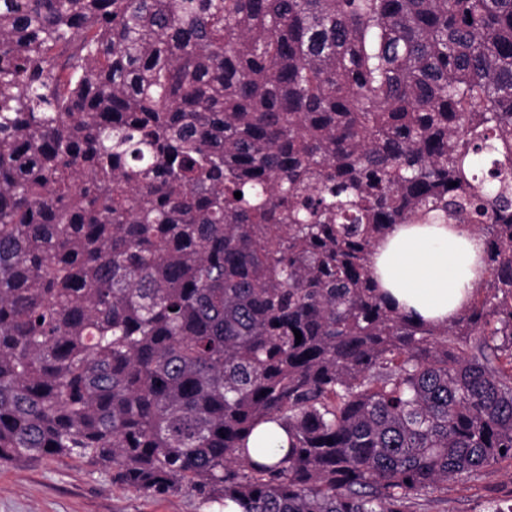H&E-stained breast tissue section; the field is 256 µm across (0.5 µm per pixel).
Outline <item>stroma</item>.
<instances>
[{
    "label": "stroma",
    "mask_w": 512,
    "mask_h": 512,
    "mask_svg": "<svg viewBox=\"0 0 512 512\" xmlns=\"http://www.w3.org/2000/svg\"><path fill=\"white\" fill-rule=\"evenodd\" d=\"M512 490V466L501 464L481 480H462L447 492L419 499L416 512H483L489 489ZM0 512H224L220 502L188 492L143 494L112 471L86 462H0Z\"/></svg>",
    "instance_id": "35a3bbf8"
}]
</instances>
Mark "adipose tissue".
<instances>
[{
  "label": "adipose tissue",
  "mask_w": 512,
  "mask_h": 512,
  "mask_svg": "<svg viewBox=\"0 0 512 512\" xmlns=\"http://www.w3.org/2000/svg\"><path fill=\"white\" fill-rule=\"evenodd\" d=\"M380 292L415 321L445 326L471 304L486 268V241L463 224H397L375 247ZM252 456L279 461L289 450L286 431L274 423L248 439Z\"/></svg>",
  "instance_id": "ef3b65f1"
}]
</instances>
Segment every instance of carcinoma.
Masks as SVG:
<instances>
[{
  "label": "carcinoma",
  "mask_w": 512,
  "mask_h": 512,
  "mask_svg": "<svg viewBox=\"0 0 512 512\" xmlns=\"http://www.w3.org/2000/svg\"><path fill=\"white\" fill-rule=\"evenodd\" d=\"M437 220L487 242L442 327L371 266ZM43 458L242 512L512 463V0H0V461ZM253 457L272 464L279 461L289 450L288 434L276 423H264L256 427L248 439Z\"/></svg>",
  "instance_id": "carcinoma-1"
}]
</instances>
